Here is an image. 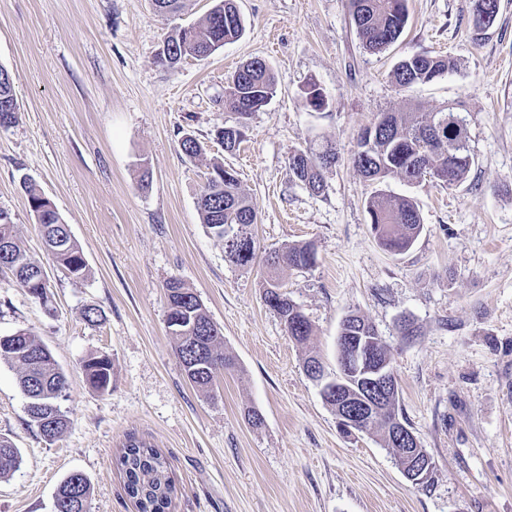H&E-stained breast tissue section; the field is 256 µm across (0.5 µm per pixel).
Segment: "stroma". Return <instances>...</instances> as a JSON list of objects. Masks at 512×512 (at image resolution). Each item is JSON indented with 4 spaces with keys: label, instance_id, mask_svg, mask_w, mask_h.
I'll list each match as a JSON object with an SVG mask.
<instances>
[{
    "label": "stroma",
    "instance_id": "obj_1",
    "mask_svg": "<svg viewBox=\"0 0 512 512\" xmlns=\"http://www.w3.org/2000/svg\"><path fill=\"white\" fill-rule=\"evenodd\" d=\"M242 35L173 70L157 55L173 22L151 0H0V66L12 75L16 124L0 128V208L50 280L47 315L0 274V336L33 332L67 377L69 419L55 441L29 426L17 367L0 362V436L22 463L0 479V512H54L70 473L91 484L89 512H136L115 458L129 438L166 459L176 492L169 512H512V0L477 30L469 0H408L400 39L367 52L350 0H237ZM415 53L457 68L402 90L390 73ZM265 61L277 91L225 151L235 124L224 89L248 60ZM324 109L306 99L309 85ZM455 106L467 120L474 164L446 188L398 178L422 232L394 256L373 238L376 191L353 163L362 129L383 112ZM202 146L180 150L184 135ZM333 145L336 165L312 194L292 180L295 151ZM233 169L256 213L261 252L313 244L317 262L281 272L282 290L312 326L287 335L266 305L263 261L235 266L208 233L197 197L210 164ZM151 174L141 190L142 171ZM32 182L81 246L89 275L54 264L23 190ZM178 278L201 301L236 360L211 393L183 373L166 327L165 285ZM105 313L83 318L87 306ZM388 345L399 414L433 461L412 485L378 432L343 436L303 370L308 351L337 367V336L351 312ZM416 335L401 337V319ZM112 359V387H89L82 362Z\"/></svg>",
    "mask_w": 512,
    "mask_h": 512
}]
</instances>
